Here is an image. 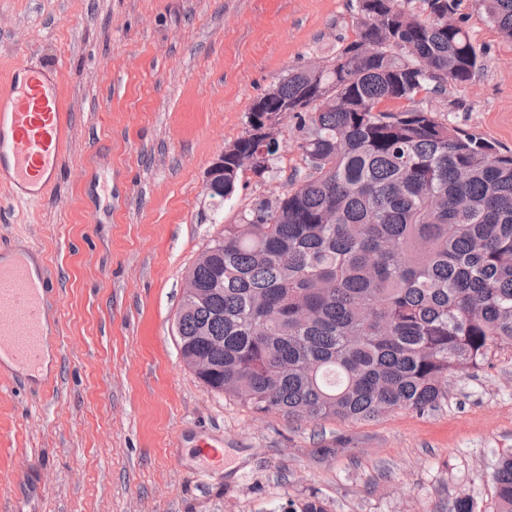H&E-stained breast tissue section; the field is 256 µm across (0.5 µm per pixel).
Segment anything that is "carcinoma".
<instances>
[{
	"instance_id": "obj_1",
	"label": "carcinoma",
	"mask_w": 512,
	"mask_h": 512,
	"mask_svg": "<svg viewBox=\"0 0 512 512\" xmlns=\"http://www.w3.org/2000/svg\"><path fill=\"white\" fill-rule=\"evenodd\" d=\"M476 2L512 40V0ZM458 7L355 0V39L331 64L289 71L252 104L254 129L292 104L304 175L252 201L189 272L208 297H183L177 345L210 359L211 390L297 420L421 413L448 378L512 351V152L417 100L484 69ZM236 144L212 198L231 197L256 156L249 131ZM491 479L496 512H512L511 452Z\"/></svg>"
}]
</instances>
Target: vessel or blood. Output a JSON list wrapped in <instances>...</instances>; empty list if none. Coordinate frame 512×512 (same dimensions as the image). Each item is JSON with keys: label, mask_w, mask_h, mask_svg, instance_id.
<instances>
[{"label": "vessel or blood", "mask_w": 512, "mask_h": 512, "mask_svg": "<svg viewBox=\"0 0 512 512\" xmlns=\"http://www.w3.org/2000/svg\"><path fill=\"white\" fill-rule=\"evenodd\" d=\"M66 137L58 69L15 64L0 81V184L12 200L35 203L51 190L66 162ZM31 258L27 251L0 258V361L18 377L38 374L46 353L49 283Z\"/></svg>", "instance_id": "b4317fda"}]
</instances>
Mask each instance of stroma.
I'll return each mask as SVG.
<instances>
[{"label": "stroma", "mask_w": 512, "mask_h": 512, "mask_svg": "<svg viewBox=\"0 0 512 512\" xmlns=\"http://www.w3.org/2000/svg\"><path fill=\"white\" fill-rule=\"evenodd\" d=\"M460 12L484 69L448 88V121L512 151V41L474 0ZM351 0H0V75L61 68L66 165L34 205L0 189V245L34 242L59 355L0 383V489L14 512H494L491 472L512 451V352L460 372L418 414L293 421L205 386L181 359L176 316L210 240L300 162L293 125L270 178L224 202L204 176L289 69L355 38ZM222 454L209 466L202 443Z\"/></svg>", "instance_id": "1"}]
</instances>
